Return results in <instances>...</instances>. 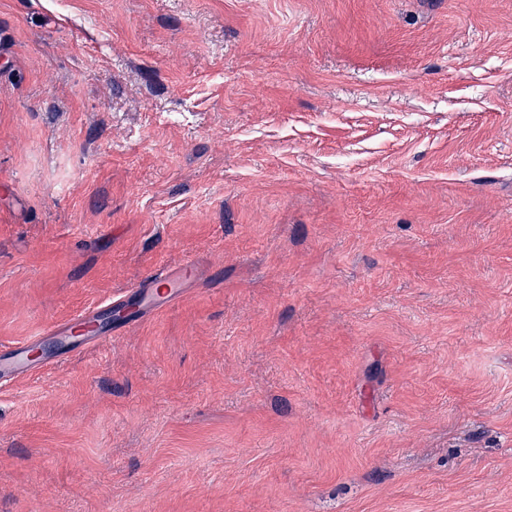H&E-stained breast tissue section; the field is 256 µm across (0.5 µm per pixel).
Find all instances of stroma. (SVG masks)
<instances>
[{
    "instance_id": "35a3bbf8",
    "label": "stroma",
    "mask_w": 512,
    "mask_h": 512,
    "mask_svg": "<svg viewBox=\"0 0 512 512\" xmlns=\"http://www.w3.org/2000/svg\"><path fill=\"white\" fill-rule=\"evenodd\" d=\"M510 31L0 0V512H512Z\"/></svg>"
}]
</instances>
